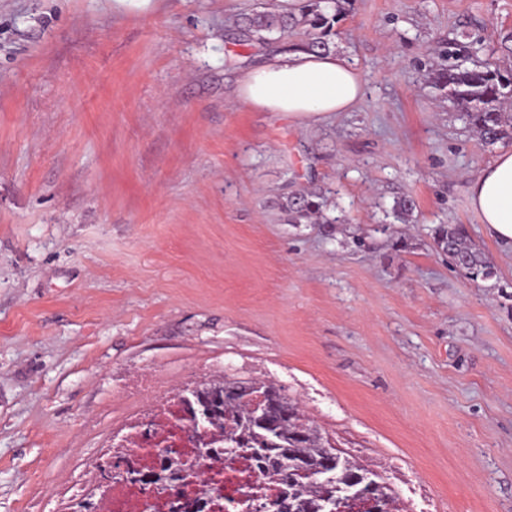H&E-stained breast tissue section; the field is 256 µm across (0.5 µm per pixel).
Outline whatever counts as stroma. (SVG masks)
<instances>
[{
	"mask_svg": "<svg viewBox=\"0 0 512 512\" xmlns=\"http://www.w3.org/2000/svg\"><path fill=\"white\" fill-rule=\"evenodd\" d=\"M112 2L0 0V512L93 489L136 375L224 373L280 386L407 512H512V251L467 197L498 149L431 82L464 32L512 62V0H353L364 97L316 123L232 96L266 54L234 20L266 0ZM317 185L335 223H288ZM437 246L448 254L455 266L474 283L487 281L496 276L493 265L485 252L477 247L462 224L441 225L435 230Z\"/></svg>",
	"mask_w": 512,
	"mask_h": 512,
	"instance_id": "stroma-1",
	"label": "stroma"
}]
</instances>
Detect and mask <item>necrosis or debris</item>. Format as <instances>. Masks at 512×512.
<instances>
[{
	"mask_svg": "<svg viewBox=\"0 0 512 512\" xmlns=\"http://www.w3.org/2000/svg\"><path fill=\"white\" fill-rule=\"evenodd\" d=\"M136 390L145 403L142 423L116 435L125 449L121 461L128 475L113 481L107 499L95 501L96 512H225L229 501L263 488L258 471L240 458L230 465L209 461L195 482L172 495L157 493L151 475L160 472L165 459L191 455L197 437L188 426L178 389L159 390L144 377Z\"/></svg>",
	"mask_w": 512,
	"mask_h": 512,
	"instance_id": "obj_1",
	"label": "necrosis or debris"
}]
</instances>
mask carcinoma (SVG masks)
<instances>
[{
  "mask_svg": "<svg viewBox=\"0 0 512 512\" xmlns=\"http://www.w3.org/2000/svg\"><path fill=\"white\" fill-rule=\"evenodd\" d=\"M347 3L349 0H303L297 9L263 7L239 14L236 24L259 44L280 43L288 50L334 52L336 24L346 19ZM299 28L305 29V37L297 42L286 41L288 34ZM479 44L481 40L467 33L448 39V66L433 73L434 85L448 90L462 118L484 144L511 143L512 113L504 110V102L512 101V70L498 65L466 66ZM328 206V191L321 188L298 190L279 202L290 224L318 218L325 224L344 222L340 216L325 215ZM434 239L470 281L477 283L496 276L494 266L485 252L472 243L464 225H441L435 230ZM246 385L252 388V397L247 400L242 395ZM202 387L224 395V406L214 413L211 427L224 437V445H238L227 456L246 455L261 477L276 487V495L266 503L269 512H316L315 505L335 496V490L310 481L311 470L323 465L331 454L335 456L340 482H372L374 507L382 512H399V500L390 484L333 445L275 384L226 374L220 381L202 383Z\"/></svg>",
  "mask_w": 512,
  "mask_h": 512,
  "instance_id": "cac0c4a2",
  "label": "carcinoma"
}]
</instances>
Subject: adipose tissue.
Wrapping results in <instances>:
<instances>
[{"instance_id":"1","label":"adipose tissue","mask_w":512,"mask_h":512,"mask_svg":"<svg viewBox=\"0 0 512 512\" xmlns=\"http://www.w3.org/2000/svg\"><path fill=\"white\" fill-rule=\"evenodd\" d=\"M363 80L345 56L307 51H268L243 70L236 98L258 112H285L302 121H320L347 112L361 99ZM469 203L488 238L512 248V148L469 180Z\"/></svg>"}]
</instances>
